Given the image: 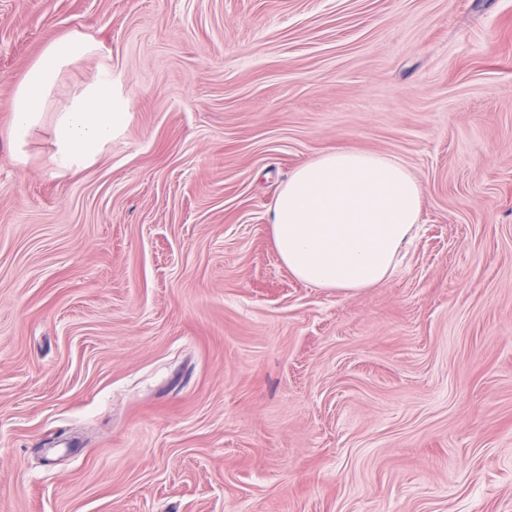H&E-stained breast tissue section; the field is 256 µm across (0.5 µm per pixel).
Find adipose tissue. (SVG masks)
Wrapping results in <instances>:
<instances>
[{"instance_id": "adipose-tissue-1", "label": "adipose tissue", "mask_w": 512, "mask_h": 512, "mask_svg": "<svg viewBox=\"0 0 512 512\" xmlns=\"http://www.w3.org/2000/svg\"><path fill=\"white\" fill-rule=\"evenodd\" d=\"M74 32L48 45L13 93L10 138L15 160L49 127L52 161L63 173L95 165L125 130L128 114L102 69L59 108L51 97L61 73L97 53ZM422 190L398 160L377 153L328 152L296 168L270 217L282 264L298 280L350 297L382 285L396 270L418 225Z\"/></svg>"}]
</instances>
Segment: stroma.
<instances>
[{"label": "stroma", "mask_w": 512, "mask_h": 512, "mask_svg": "<svg viewBox=\"0 0 512 512\" xmlns=\"http://www.w3.org/2000/svg\"><path fill=\"white\" fill-rule=\"evenodd\" d=\"M130 119L56 174L5 105L52 42ZM422 187L346 297L270 233L300 165ZM0 512H512V0H0Z\"/></svg>", "instance_id": "1"}]
</instances>
